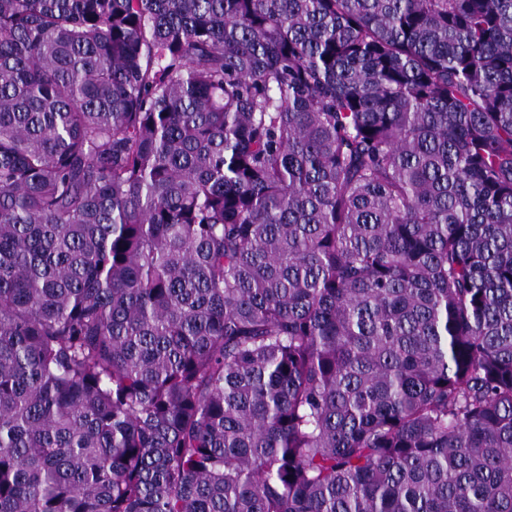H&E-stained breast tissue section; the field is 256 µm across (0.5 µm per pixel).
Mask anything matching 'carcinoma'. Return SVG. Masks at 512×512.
<instances>
[{
    "instance_id": "obj_1",
    "label": "carcinoma",
    "mask_w": 512,
    "mask_h": 512,
    "mask_svg": "<svg viewBox=\"0 0 512 512\" xmlns=\"http://www.w3.org/2000/svg\"><path fill=\"white\" fill-rule=\"evenodd\" d=\"M0 512H512V0H0Z\"/></svg>"
}]
</instances>
